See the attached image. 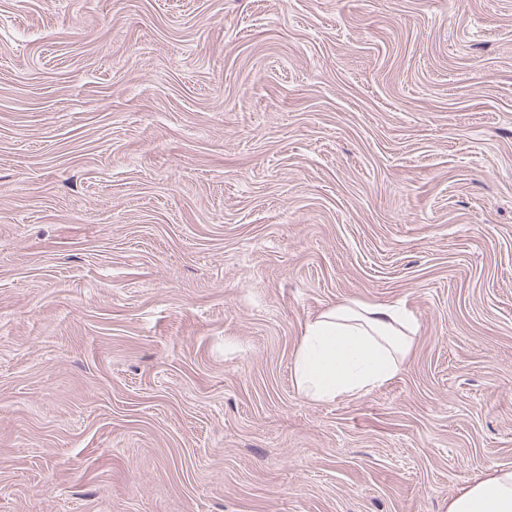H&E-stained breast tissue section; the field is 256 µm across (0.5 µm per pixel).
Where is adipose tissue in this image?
<instances>
[{"mask_svg":"<svg viewBox=\"0 0 512 512\" xmlns=\"http://www.w3.org/2000/svg\"><path fill=\"white\" fill-rule=\"evenodd\" d=\"M418 330L400 305L328 306L305 325L291 367L296 388L317 402L368 394L396 376ZM448 512H512V468L488 469L449 500Z\"/></svg>","mask_w":512,"mask_h":512,"instance_id":"ef3b65f1","label":"adipose tissue"}]
</instances>
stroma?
<instances>
[{
    "label": "stroma",
    "mask_w": 512,
    "mask_h": 512,
    "mask_svg": "<svg viewBox=\"0 0 512 512\" xmlns=\"http://www.w3.org/2000/svg\"><path fill=\"white\" fill-rule=\"evenodd\" d=\"M348 300L408 362L313 402ZM512 468V0H0V512H448ZM418 330L400 305H330L305 325L291 367L296 389L317 402L366 395L396 376Z\"/></svg>",
    "instance_id": "obj_1"
}]
</instances>
